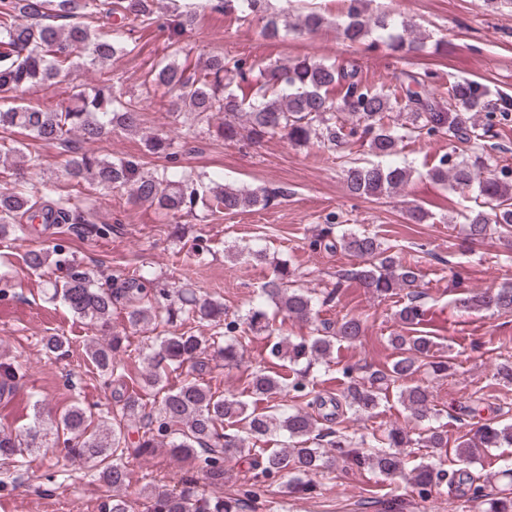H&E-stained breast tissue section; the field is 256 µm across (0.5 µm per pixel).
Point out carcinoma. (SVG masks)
I'll use <instances>...</instances> for the list:
<instances>
[{
	"label": "carcinoma",
	"mask_w": 512,
	"mask_h": 512,
	"mask_svg": "<svg viewBox=\"0 0 512 512\" xmlns=\"http://www.w3.org/2000/svg\"><path fill=\"white\" fill-rule=\"evenodd\" d=\"M238 2L242 13L264 12V0H220L218 6ZM345 19L340 24L343 38L351 43L365 39L378 29L395 52L419 51L423 42L417 25H395L390 15H366V0H346ZM154 0H0V134L21 129L54 144H65L75 136L83 142L100 139L108 129L138 131L140 108L117 94L110 84L79 91L73 102L56 111L17 103L28 88L64 77L86 66L103 64L128 53L122 29L133 19L152 24ZM115 18L112 37H101L94 22ZM194 10L177 15L176 45L171 58L161 61L145 82L161 88L179 112H189L199 123H210L213 114L224 113L217 133L227 142L246 139L258 144L267 138L285 137L295 145L315 139L328 151L338 153L355 142L368 145L380 158L377 163H352L344 169L347 190L354 195L376 196L404 186L410 170L398 161L403 142L409 138L445 135L461 143L474 144L473 154L461 159L442 156L431 170L434 180L479 187L478 210L467 216L470 243L479 244L493 233L512 235V169H492L486 162L484 138L492 124L477 122L480 113L489 119L499 112H512V97L491 100L488 85L463 80L448 85V100L425 91L428 74L404 71L394 82L378 87L369 84L357 67L327 65L309 58L284 65H267L247 57L211 55L191 61L178 47L177 37L192 28ZM392 112H406L411 125L398 129ZM69 176L80 184L102 189H124L134 202L153 206L165 216L192 211L202 204L211 216L240 209H266L288 189L260 192L235 188L213 180L204 182L189 174H148L135 160H111L87 151L67 161ZM51 224H86L85 211L67 199L45 209L29 190L0 191V240L15 238L22 231L19 217ZM314 251H344L363 259V265L345 271L344 277L359 280L379 297L406 291L407 301L396 312L405 325H417L424 315L416 291L421 278L415 264H403L381 247L376 235L342 232L336 214L329 213L312 235ZM32 270L53 267L64 272L47 281L46 294L60 300L75 316L106 328L113 308L121 303L128 326L135 330L164 327L153 338L141 372L139 392L115 388L112 397L119 405L112 420L94 423V413L75 403L54 417L56 433L63 436L66 455L93 467L105 488L100 512H135L122 493L129 478L127 459L166 451L178 464H188L173 485L167 477L153 476L145 485L143 512H246L252 496L278 485L280 493L305 492L314 488L311 476L325 464L328 450L373 470L388 479H402L423 492L435 484L442 470L433 462L421 461L406 469L407 449L448 447V434L432 428L426 436L412 438L394 428L376 438L370 451L337 433L332 424L340 410L355 416L371 413L381 395L394 388L412 415L424 420L433 410L428 387L413 382L421 363L434 354V337H390L396 356L390 366L364 379L351 367L342 371L346 379L339 396L316 395L308 402L321 410L319 417L302 407L277 403L260 410L233 393H217L206 381L211 362L224 367L239 366L244 344L252 334L271 339L268 356L279 361L281 370L256 368L249 374L248 392L258 400L276 397L282 391L312 393L310 373L330 363L335 344L357 342L363 332L360 316L345 315L331 324L314 325L313 335L291 339L277 336L276 323L288 319L311 323L317 307L325 304L311 288H297L287 263L276 261L272 275L262 284L252 306L243 315H229L224 304L201 299L182 288H168L157 278L136 267L127 273L119 288H103L89 275L74 270V259L60 245L35 246L24 253ZM271 302L268 311L265 302ZM469 310H493L512 314V287L486 288L461 300ZM128 337L114 333L94 338L87 347L98 375L120 382L122 355ZM185 371L176 386H167L169 375ZM23 377L19 367L0 362V398L9 397ZM271 435L279 436L278 448H253L251 444ZM512 447V424L487 422L473 435L461 440L456 455L468 458L475 448ZM44 448L36 429L25 434L0 432V461L23 466L26 456ZM244 464L250 477L233 496L224 495V483L233 474V464ZM291 476L287 483L279 480ZM472 498L484 499L485 512H512V496H484L473 489Z\"/></svg>",
	"instance_id": "cac0c4a2"
}]
</instances>
